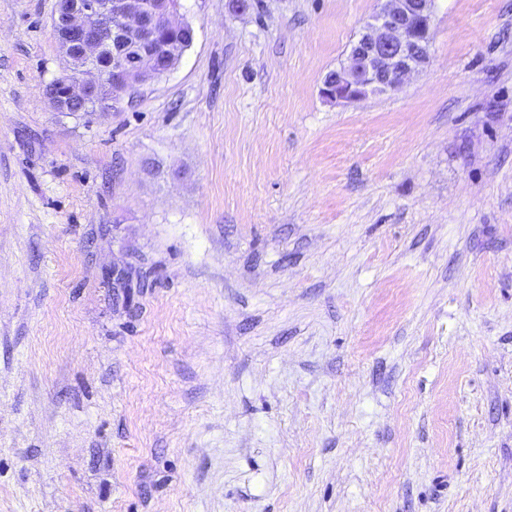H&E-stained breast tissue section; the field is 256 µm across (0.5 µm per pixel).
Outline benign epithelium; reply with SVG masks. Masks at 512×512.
<instances>
[{"label":"benign epithelium","instance_id":"benign-epithelium-1","mask_svg":"<svg viewBox=\"0 0 512 512\" xmlns=\"http://www.w3.org/2000/svg\"><path fill=\"white\" fill-rule=\"evenodd\" d=\"M435 0H382L346 61L324 84V97L356 102L374 92L399 89L430 62ZM169 0H55L51 25L67 60L78 72L53 81L45 97L59 112L77 114L103 107L106 81L120 75L127 87L146 82L157 52L173 66L182 55L178 42H165V28H185Z\"/></svg>","mask_w":512,"mask_h":512}]
</instances>
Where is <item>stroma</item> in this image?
<instances>
[{"instance_id":"1","label":"stroma","mask_w":512,"mask_h":512,"mask_svg":"<svg viewBox=\"0 0 512 512\" xmlns=\"http://www.w3.org/2000/svg\"><path fill=\"white\" fill-rule=\"evenodd\" d=\"M378 6L178 0L69 115L55 0H0V512H512V0L326 100Z\"/></svg>"}]
</instances>
